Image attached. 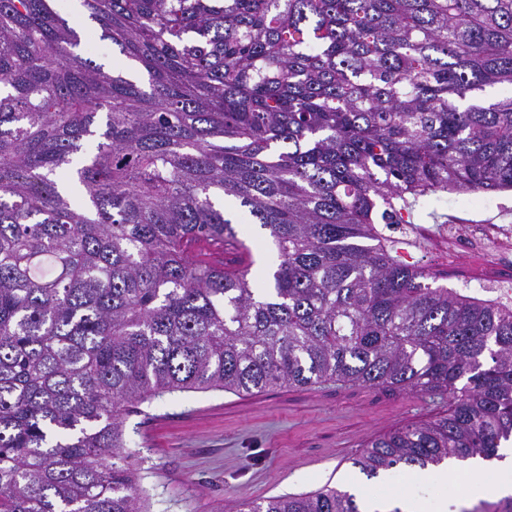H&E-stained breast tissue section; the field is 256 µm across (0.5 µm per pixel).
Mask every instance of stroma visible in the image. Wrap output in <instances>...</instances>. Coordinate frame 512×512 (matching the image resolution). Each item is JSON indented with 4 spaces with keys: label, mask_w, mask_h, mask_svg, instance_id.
Segmentation results:
<instances>
[{
    "label": "stroma",
    "mask_w": 512,
    "mask_h": 512,
    "mask_svg": "<svg viewBox=\"0 0 512 512\" xmlns=\"http://www.w3.org/2000/svg\"><path fill=\"white\" fill-rule=\"evenodd\" d=\"M250 247L259 276L279 262L267 230L247 208H225ZM485 224L512 228V192L475 199L458 193L432 197L414 223L380 225L404 262L429 269L439 286L512 307V270H496L490 256L450 255V240L433 237L436 226ZM444 399L419 397L379 387L327 382L274 387L249 394L207 390L184 392L142 404L129 415L126 433L143 443L137 462L152 493L168 512H236L238 504L325 486L344 487L358 474L351 463L364 443L412 423L446 413ZM368 494L415 492L427 501L460 497L458 479L430 482L408 468L386 473Z\"/></svg>",
    "instance_id": "stroma-1"
}]
</instances>
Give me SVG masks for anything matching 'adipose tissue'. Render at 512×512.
Here are the masks:
<instances>
[{
	"mask_svg": "<svg viewBox=\"0 0 512 512\" xmlns=\"http://www.w3.org/2000/svg\"><path fill=\"white\" fill-rule=\"evenodd\" d=\"M467 475L464 497L506 498L512 496V456L500 461L497 468H489L479 460L453 462L433 470L432 480H447L448 476Z\"/></svg>",
	"mask_w": 512,
	"mask_h": 512,
	"instance_id": "1",
	"label": "adipose tissue"
}]
</instances>
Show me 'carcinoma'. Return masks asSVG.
Returning <instances> with one entry per match:
<instances>
[{
    "instance_id": "1",
    "label": "carcinoma",
    "mask_w": 512,
    "mask_h": 512,
    "mask_svg": "<svg viewBox=\"0 0 512 512\" xmlns=\"http://www.w3.org/2000/svg\"><path fill=\"white\" fill-rule=\"evenodd\" d=\"M51 2L0 0V512H151L124 421L181 392L450 399L364 444L368 478L512 442V309L377 229L512 190V0H82L145 84ZM217 196L269 231L273 287L189 254L240 241ZM241 512L360 510L326 486ZM77 51L82 55L94 58L97 63L104 66L106 71L112 68V61L115 60L117 55L112 47V42L100 37V31L94 32L87 39H83L81 32V45Z\"/></svg>"
}]
</instances>
